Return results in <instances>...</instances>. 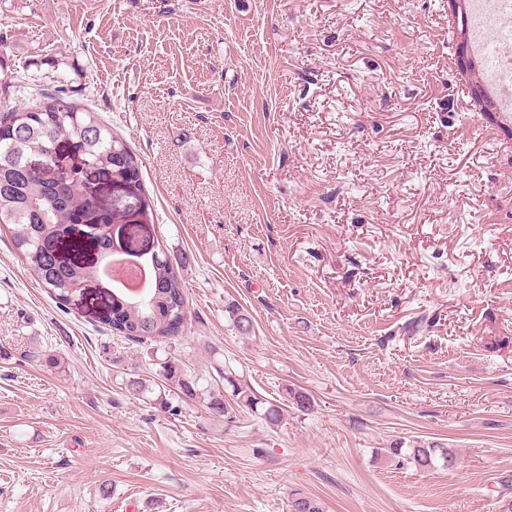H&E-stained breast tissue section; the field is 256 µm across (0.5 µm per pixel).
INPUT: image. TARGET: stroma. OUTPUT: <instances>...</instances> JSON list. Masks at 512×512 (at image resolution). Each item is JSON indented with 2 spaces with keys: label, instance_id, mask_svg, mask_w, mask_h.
<instances>
[{
  "label": "stroma",
  "instance_id": "1",
  "mask_svg": "<svg viewBox=\"0 0 512 512\" xmlns=\"http://www.w3.org/2000/svg\"><path fill=\"white\" fill-rule=\"evenodd\" d=\"M468 49L448 0H0V80L66 74L137 153L190 310L170 351L112 335L0 231V512H502L512 128ZM169 353L280 421L131 397ZM400 439L455 463L396 465ZM217 373L220 375V377L224 379V381L227 384L232 386L233 396L235 397L234 404L238 408H246L251 412H257L259 415L262 416V419H264L265 422L269 424L274 425L277 422H279L280 410L278 406L274 405L273 403H269V406L266 407L262 413L258 412V406L260 404L262 405L263 402L254 395L249 386L246 385L244 387L241 385H237L235 382V380L237 379L235 378V376H233L231 372L227 374L225 371H218Z\"/></svg>",
  "mask_w": 512,
  "mask_h": 512
}]
</instances>
